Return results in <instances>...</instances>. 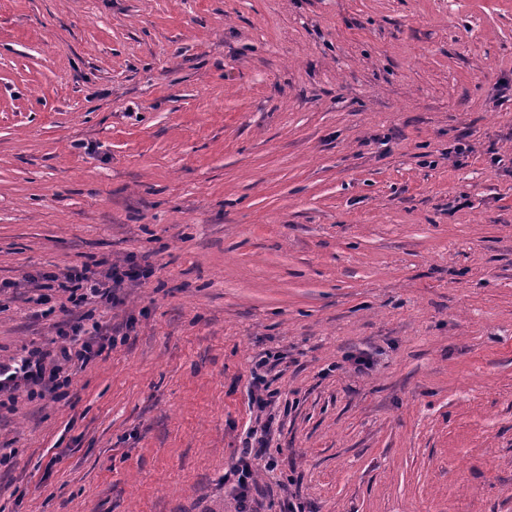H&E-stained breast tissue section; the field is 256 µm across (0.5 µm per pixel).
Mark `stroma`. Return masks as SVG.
Masks as SVG:
<instances>
[{
	"mask_svg": "<svg viewBox=\"0 0 512 512\" xmlns=\"http://www.w3.org/2000/svg\"><path fill=\"white\" fill-rule=\"evenodd\" d=\"M504 82L512 0H0V361L26 273L156 266L0 414V512H233L265 351L272 498L512 512ZM275 357L276 355L266 353L254 360L251 369V407L260 413L266 412L276 403V392L270 389L267 380L272 359Z\"/></svg>",
	"mask_w": 512,
	"mask_h": 512,
	"instance_id": "obj_1",
	"label": "stroma"
}]
</instances>
